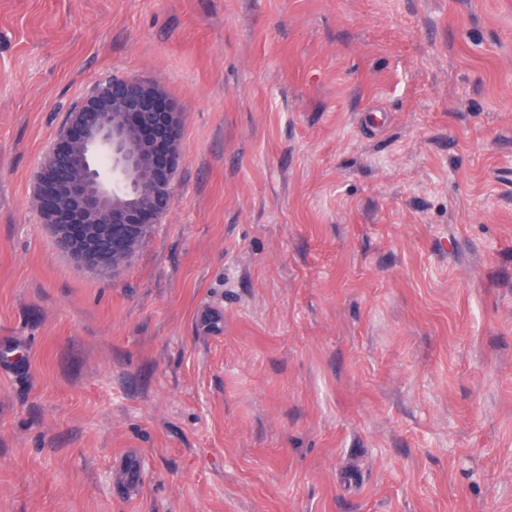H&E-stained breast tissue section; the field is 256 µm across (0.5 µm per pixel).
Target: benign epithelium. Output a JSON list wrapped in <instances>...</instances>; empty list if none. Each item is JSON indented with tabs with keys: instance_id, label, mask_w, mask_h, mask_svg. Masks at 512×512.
I'll return each instance as SVG.
<instances>
[{
	"instance_id": "1",
	"label": "benign epithelium",
	"mask_w": 512,
	"mask_h": 512,
	"mask_svg": "<svg viewBox=\"0 0 512 512\" xmlns=\"http://www.w3.org/2000/svg\"><path fill=\"white\" fill-rule=\"evenodd\" d=\"M181 113L149 82L96 86L68 115L36 177L43 224L77 265L102 275L127 262L172 204ZM128 196L133 204L109 201Z\"/></svg>"
}]
</instances>
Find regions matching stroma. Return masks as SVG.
<instances>
[{
    "label": "stroma",
    "mask_w": 512,
    "mask_h": 512,
    "mask_svg": "<svg viewBox=\"0 0 512 512\" xmlns=\"http://www.w3.org/2000/svg\"><path fill=\"white\" fill-rule=\"evenodd\" d=\"M121 76L182 160L100 276L35 178ZM0 338V512H512V0H0Z\"/></svg>",
    "instance_id": "stroma-1"
}]
</instances>
